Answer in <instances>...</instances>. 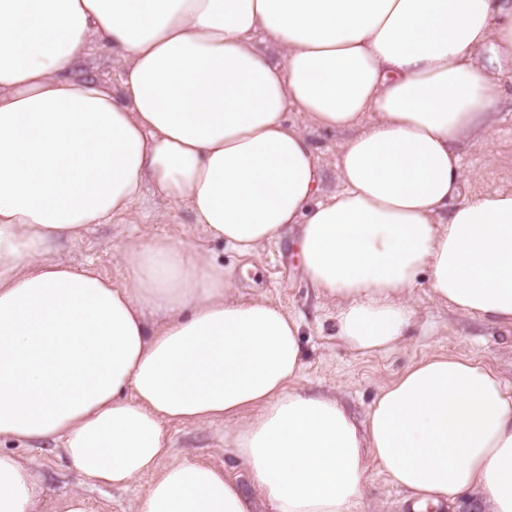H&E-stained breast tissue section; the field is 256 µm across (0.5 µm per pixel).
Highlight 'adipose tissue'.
I'll return each mask as SVG.
<instances>
[{
  "instance_id": "obj_1",
  "label": "adipose tissue",
  "mask_w": 512,
  "mask_h": 512,
  "mask_svg": "<svg viewBox=\"0 0 512 512\" xmlns=\"http://www.w3.org/2000/svg\"><path fill=\"white\" fill-rule=\"evenodd\" d=\"M95 39L116 88L81 68ZM508 82L512 0H0V441L79 479L44 499L0 450V512H96L86 488L144 475L136 512H350L374 463L412 512L466 489L512 512V391L483 362L424 357L361 422L298 386L299 322L190 242L131 240L120 282L48 257L152 193L242 256L299 225L353 351L405 341L421 282L512 325V192L462 193L458 153ZM307 124L347 135L338 190ZM203 423L259 498L171 460L169 425Z\"/></svg>"
}]
</instances>
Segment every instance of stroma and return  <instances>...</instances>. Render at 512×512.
<instances>
[{
    "label": "stroma",
    "mask_w": 512,
    "mask_h": 512,
    "mask_svg": "<svg viewBox=\"0 0 512 512\" xmlns=\"http://www.w3.org/2000/svg\"><path fill=\"white\" fill-rule=\"evenodd\" d=\"M315 146L327 188L338 185V146L345 133L306 128ZM461 165L472 191H512V99L503 98L497 122L486 142L468 143L459 150ZM171 237L190 241L234 273L241 295L262 296L301 323L302 371L298 384L307 390L338 396L358 418H365L379 389L420 358L433 353H459L493 369L512 389V326L490 324L462 315L435 302L426 285L414 288L415 324L406 342L396 349L371 355L353 352L336 337V305L319 296L302 275L296 233L264 244L241 257L224 242L210 238L183 206L156 199L149 217L131 214L121 221L89 225L74 242L58 243L55 257L80 267L91 263L112 279H121V249L133 238ZM173 456L199 457L225 467L247 495L256 489L245 469L231 462L215 425H175L169 429ZM7 450L28 461L52 494L75 487L77 477L66 471L51 446L23 448L10 442ZM405 494L379 467H371L363 501L352 512H404Z\"/></svg>",
    "instance_id": "1"
}]
</instances>
